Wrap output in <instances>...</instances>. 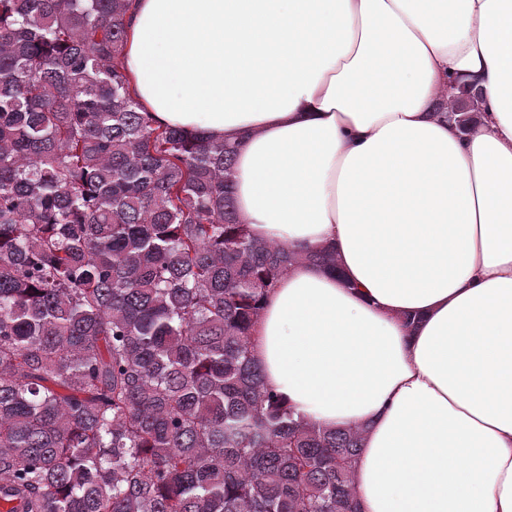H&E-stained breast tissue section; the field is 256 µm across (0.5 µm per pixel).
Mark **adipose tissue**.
I'll return each instance as SVG.
<instances>
[{"label": "adipose tissue", "instance_id": "obj_1", "mask_svg": "<svg viewBox=\"0 0 512 512\" xmlns=\"http://www.w3.org/2000/svg\"><path fill=\"white\" fill-rule=\"evenodd\" d=\"M127 31L154 123L238 142L252 233L336 254L253 351L305 419L363 427L364 512H512V0H132ZM469 86L464 132L435 108Z\"/></svg>", "mask_w": 512, "mask_h": 512}]
</instances>
